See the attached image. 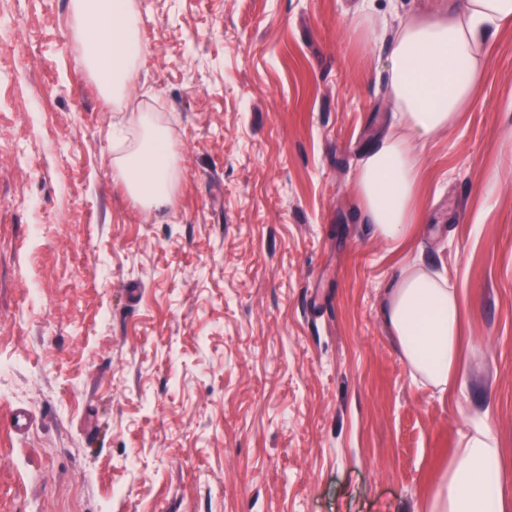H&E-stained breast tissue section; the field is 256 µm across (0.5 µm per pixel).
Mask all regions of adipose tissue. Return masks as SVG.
<instances>
[{
	"label": "adipose tissue",
	"mask_w": 512,
	"mask_h": 512,
	"mask_svg": "<svg viewBox=\"0 0 512 512\" xmlns=\"http://www.w3.org/2000/svg\"><path fill=\"white\" fill-rule=\"evenodd\" d=\"M80 60L102 95L121 102L139 76L147 49L135 0H71ZM512 24V0H456L448 16L401 23L388 47L389 132L368 150L356 180L360 206L375 235L402 245L420 216L423 138L448 131L471 111L485 77L478 51ZM135 138L118 137L112 165L146 212L172 205L179 165L167 127L154 113L134 118ZM381 316L413 379L452 388L463 366L462 307L448 280L418 265L384 290ZM498 438L470 422L443 473L428 512H512Z\"/></svg>",
	"instance_id": "1"
}]
</instances>
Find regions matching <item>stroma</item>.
<instances>
[{
	"mask_svg": "<svg viewBox=\"0 0 512 512\" xmlns=\"http://www.w3.org/2000/svg\"><path fill=\"white\" fill-rule=\"evenodd\" d=\"M141 2L118 111L70 0H0V512H427L475 418L512 468V25L474 109L420 144L397 250L357 171L392 122L396 27L448 0H373L367 42L362 0ZM140 110L180 158L149 214L112 167ZM415 258L478 353L454 392L415 382L381 319Z\"/></svg>",
	"mask_w": 512,
	"mask_h": 512,
	"instance_id": "35a3bbf8",
	"label": "stroma"
}]
</instances>
